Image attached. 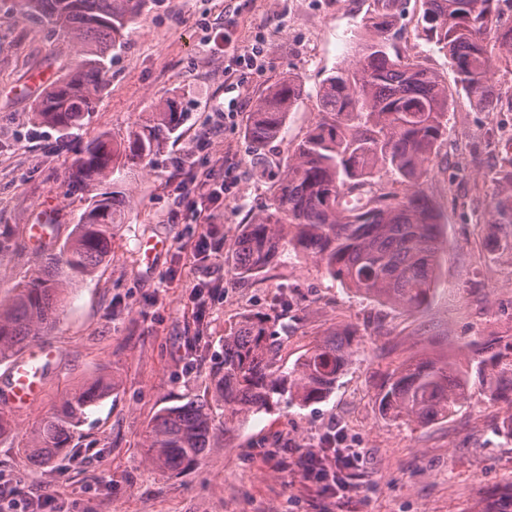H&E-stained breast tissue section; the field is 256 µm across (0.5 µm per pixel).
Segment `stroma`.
Here are the masks:
<instances>
[{"label":"stroma","mask_w":512,"mask_h":512,"mask_svg":"<svg viewBox=\"0 0 512 512\" xmlns=\"http://www.w3.org/2000/svg\"><path fill=\"white\" fill-rule=\"evenodd\" d=\"M390 31L401 56L448 87V132L422 188L439 215L440 265L427 307L408 314L365 299L303 257L239 280L232 246L266 204L274 175L320 119L318 90L351 67L370 33L373 0H147L112 51L96 106L67 135L38 121L34 107L74 55L71 36L22 0H0V302L41 272L87 206L69 176L94 135L122 140L155 106L174 99L183 121L164 149L126 173L130 203L112 230V251L96 272L68 288L58 317L37 339L50 349L44 389L28 410L0 406V512H495L512 498V438L501 423L512 406L489 400L479 382L454 415L427 424L384 417L379 385L412 358L476 367L475 347L512 344V252L490 251L485 222L492 177L512 160V112H488L455 88L444 52L426 40L422 0H403ZM264 68L237 55L255 40ZM302 96L280 142L252 160L250 112L286 76ZM239 108L225 116L229 98ZM207 170L211 186L232 174L223 198L191 202L185 172ZM52 213L44 245L26 227ZM219 227L220 251L199 254L203 218ZM292 303L294 330L279 357L293 366L311 344L345 326L354 354L335 390L307 406L283 404L249 414L232 431L214 421L216 448L187 472L155 466L145 435L153 416L189 398L213 397L224 332L245 313ZM92 382L112 393L86 414L67 455L39 464L23 454L29 432L53 416L63 393ZM362 452L343 479L350 491L324 496L296 462L326 438Z\"/></svg>","instance_id":"35a3bbf8"}]
</instances>
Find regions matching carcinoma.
Listing matches in <instances>:
<instances>
[{"label": "carcinoma", "mask_w": 512, "mask_h": 512, "mask_svg": "<svg viewBox=\"0 0 512 512\" xmlns=\"http://www.w3.org/2000/svg\"><path fill=\"white\" fill-rule=\"evenodd\" d=\"M146 0H25L32 16L54 20L72 35L77 64L43 92L34 112L41 122L66 131L79 124L109 76L108 56ZM422 32L445 51L455 83L468 98L494 111L488 74L493 64L512 68V26L498 24L500 0H423ZM396 14L385 10L368 21L373 37L351 70L327 77L319 90L322 119L293 148L275 178L271 200L246 224L235 242L232 273L238 279L264 273L285 251L313 259L349 290L406 313L428 303L442 249L439 215L422 184L436 148L447 132L448 87L420 63L390 53L388 33ZM297 80L269 87L251 112L247 136L257 155L283 139L288 112L300 96ZM176 100L156 105L153 122L116 142L103 132L90 140L72 167L71 183L92 188L112 182L90 197L89 220L74 226L50 254L43 271L21 283L0 303V360L35 342L54 319L65 290L91 276L110 253L112 225L120 224L128 191L113 178L121 169L159 153L178 129ZM383 169L398 175L401 193H377ZM506 185L489 211L487 224L503 234L491 242L512 250V170L497 173ZM290 310L244 315L224 331V360L213 373L215 404L192 398L162 408L146 434L148 458L167 469L196 467L214 447L213 409L224 426L282 402L301 406L326 398L353 353L349 327L316 341L286 368L274 361L279 333ZM478 374L488 396L512 406V354L485 347ZM468 372L450 362L404 361L380 385L385 416L426 424L446 418L469 398ZM108 393L93 383L64 396L57 413L32 431L23 451L40 463L67 452L85 409Z\"/></svg>", "instance_id": "obj_1"}]
</instances>
